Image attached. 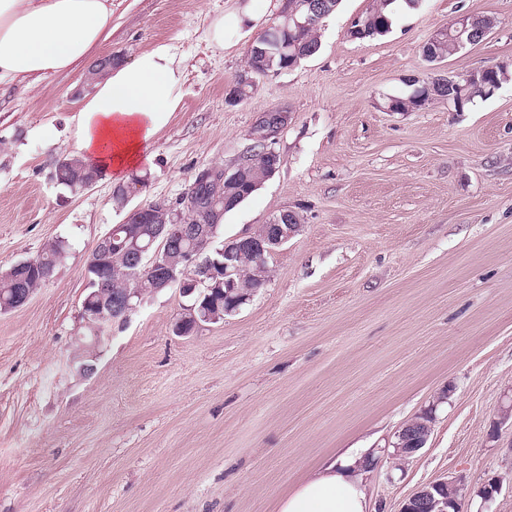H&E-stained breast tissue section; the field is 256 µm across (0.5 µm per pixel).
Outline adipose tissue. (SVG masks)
Wrapping results in <instances>:
<instances>
[{"label":"adipose tissue","instance_id":"ef3b65f1","mask_svg":"<svg viewBox=\"0 0 512 512\" xmlns=\"http://www.w3.org/2000/svg\"><path fill=\"white\" fill-rule=\"evenodd\" d=\"M259 22L247 5L215 19L206 39L221 50L225 28L246 37ZM111 33L112 0H0V85L36 84L73 68ZM183 79V62L169 43L115 66L80 109L81 159L123 181L176 110ZM368 472L365 455L347 450L283 498L279 512H368Z\"/></svg>","mask_w":512,"mask_h":512}]
</instances>
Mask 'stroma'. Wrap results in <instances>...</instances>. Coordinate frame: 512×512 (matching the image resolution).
<instances>
[{
	"label": "stroma",
	"mask_w": 512,
	"mask_h": 512,
	"mask_svg": "<svg viewBox=\"0 0 512 512\" xmlns=\"http://www.w3.org/2000/svg\"><path fill=\"white\" fill-rule=\"evenodd\" d=\"M245 0H112L94 58L155 44L185 58L179 104L134 169L137 203H175L197 168L234 164L262 112L282 110L279 171L225 213L219 241L288 209L299 232L268 259L264 288L187 335L178 288L144 293L91 336L88 257L127 209L111 178L73 193L90 61L33 86H0V273L55 241L53 277L0 313V512H278L328 457L376 458L370 512H400L420 487L465 475L463 512H512V75L457 112H392L410 80L512 65V0H417L385 35L356 40L377 0H340L321 48L227 93L252 38L205 33ZM493 34L444 61L422 46L457 15ZM434 410L403 466L390 444ZM499 490L485 500L489 483Z\"/></svg>",
	"instance_id": "obj_1"
}]
</instances>
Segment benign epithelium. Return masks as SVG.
<instances>
[{
  "label": "benign epithelium",
  "instance_id": "benign-epithelium-1",
  "mask_svg": "<svg viewBox=\"0 0 512 512\" xmlns=\"http://www.w3.org/2000/svg\"><path fill=\"white\" fill-rule=\"evenodd\" d=\"M477 15L463 13L457 16L449 27L441 28L432 36V41L438 42L448 35L453 28L459 33L473 32L476 27ZM269 75L266 70L248 68L247 74L242 76L231 89L233 99L241 100L252 85L253 75ZM288 124V115L282 111L269 110L262 114L261 122L255 129V138L263 141L264 150L261 153L265 163L267 177H273L281 166L280 154L271 146V141ZM144 188V181L135 180L127 184H120L114 188V194L122 197L124 201H131L140 194ZM227 201L224 192H219L210 208L202 213V220L197 223L182 219V211L163 202H150L139 204L128 214L125 223L134 224L136 228L127 233L125 237L115 236L107 232L102 236L92 250L87 270H97L104 256L112 252H121L131 258L130 275L139 279L141 275V262H146L145 271L152 277L155 290L159 291L173 285L178 286L183 295L189 296L200 287L209 290L225 288L224 294L235 291L236 281L233 277L234 258L242 249L258 251L262 254H271L276 248L288 242L301 228L298 216L289 210H283L272 216L267 222L269 233L261 240L252 234H246L224 243L223 269L216 270L207 252L213 249V243L224 220ZM37 263L33 260L21 261L5 272L11 281L23 285L29 273L35 270ZM140 298L137 289L133 288L125 293L124 298L114 304L99 303L94 310L83 311V317H91V326L101 329L118 320V316L127 314L135 306V300ZM223 314L211 311L203 306H189L184 315L176 322V330L187 332L188 320H193L192 327L196 328L204 323L217 322ZM415 441V447L410 448V441ZM427 437L419 434L411 435L400 432L393 443L395 455L403 453L412 454L416 449L425 446ZM461 476H450L444 480L426 485L419 489L408 499L400 512H409V503L421 504L430 509V512H447L448 500L439 501L433 498L432 488L437 486H455L463 484Z\"/></svg>",
  "mask_w": 512,
  "mask_h": 512
}]
</instances>
